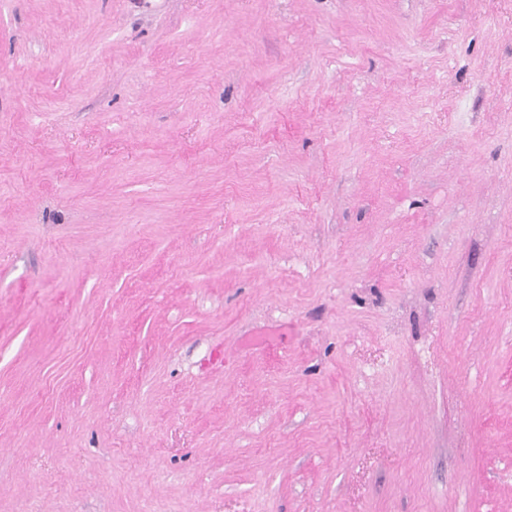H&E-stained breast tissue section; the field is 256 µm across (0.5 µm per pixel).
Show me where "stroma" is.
Instances as JSON below:
<instances>
[{
  "label": "stroma",
  "instance_id": "stroma-1",
  "mask_svg": "<svg viewBox=\"0 0 512 512\" xmlns=\"http://www.w3.org/2000/svg\"><path fill=\"white\" fill-rule=\"evenodd\" d=\"M0 512H512V0H0Z\"/></svg>",
  "mask_w": 512,
  "mask_h": 512
}]
</instances>
